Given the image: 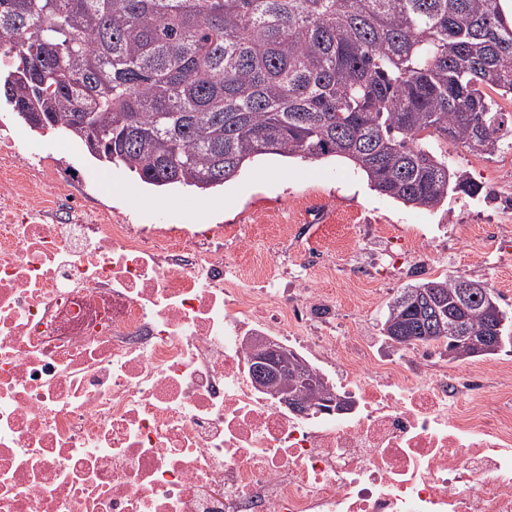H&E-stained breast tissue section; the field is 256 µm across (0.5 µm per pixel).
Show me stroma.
I'll list each match as a JSON object with an SVG mask.
<instances>
[{
	"label": "stroma",
	"mask_w": 512,
	"mask_h": 512,
	"mask_svg": "<svg viewBox=\"0 0 512 512\" xmlns=\"http://www.w3.org/2000/svg\"><path fill=\"white\" fill-rule=\"evenodd\" d=\"M4 127L21 157L41 160L43 182L52 183L57 163H64L73 175L70 190L85 208L112 211L131 224H326L337 237L359 236V248L337 253L335 272L318 287L336 307L337 330L356 324L358 335L377 344L381 353L393 349L381 333L387 306L410 284L462 275L487 284L512 312V250L477 252L466 244L480 239L489 224L512 240L510 147L492 157L449 148V162L466 170L483 193L475 198L455 195L443 207L427 211L373 191L364 175L340 159L265 156L210 192H162L125 168L98 163L78 142L30 130L0 100V129ZM410 238L430 245L423 271L412 269L416 256L406 249Z\"/></svg>",
	"instance_id": "35a3bbf8"
}]
</instances>
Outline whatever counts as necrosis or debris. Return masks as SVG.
Wrapping results in <instances>:
<instances>
[{
    "label": "necrosis or debris",
    "mask_w": 512,
    "mask_h": 512,
    "mask_svg": "<svg viewBox=\"0 0 512 512\" xmlns=\"http://www.w3.org/2000/svg\"><path fill=\"white\" fill-rule=\"evenodd\" d=\"M0 138V512H512V364L448 371L326 333L350 240L291 224H122ZM272 250L249 284L240 246ZM307 273L292 284L285 254ZM306 353L346 412L297 414L247 337Z\"/></svg>",
    "instance_id": "4bbe7bcc"
}]
</instances>
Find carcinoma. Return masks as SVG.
I'll use <instances>...</instances> for the list:
<instances>
[{
  "mask_svg": "<svg viewBox=\"0 0 512 512\" xmlns=\"http://www.w3.org/2000/svg\"><path fill=\"white\" fill-rule=\"evenodd\" d=\"M0 94L30 127L92 146L155 187L206 191L259 156L352 163L378 193L433 210L478 195L452 143L492 157L512 140V18L500 0H0ZM464 277L402 290L382 331L477 358L491 289ZM277 384L321 406L311 367Z\"/></svg>",
  "mask_w": 512,
  "mask_h": 512,
  "instance_id": "obj_1",
  "label": "carcinoma"
}]
</instances>
